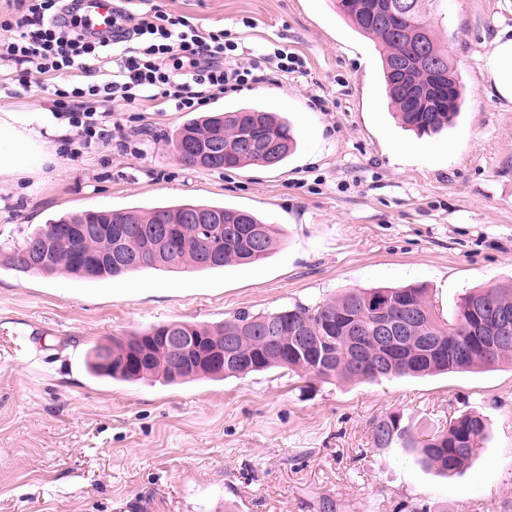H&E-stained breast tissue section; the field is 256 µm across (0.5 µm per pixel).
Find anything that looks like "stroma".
Wrapping results in <instances>:
<instances>
[{
    "label": "stroma",
    "mask_w": 512,
    "mask_h": 512,
    "mask_svg": "<svg viewBox=\"0 0 512 512\" xmlns=\"http://www.w3.org/2000/svg\"><path fill=\"white\" fill-rule=\"evenodd\" d=\"M223 31L239 49L285 47L301 71L212 99L277 112L299 145L284 164L203 170L168 140L186 113L152 101L110 120L141 131L79 154L48 146L40 171L0 176V512H512V365L470 373L324 382L271 369L165 384L99 380L94 345L151 326L215 324L241 312L312 305L349 288L423 285L444 317L473 288L512 281V104L483 78L512 0H436L430 22L457 65V125L417 136L399 124L375 42L330 0H113ZM25 64L0 59V109H54V90L7 94ZM199 201L276 225L261 262L222 272L147 269L85 283L9 270V244L66 213ZM26 336L29 357L16 350ZM486 416L460 474L412 449L371 443L374 420L402 415L417 439L461 412Z\"/></svg>",
    "instance_id": "1"
}]
</instances>
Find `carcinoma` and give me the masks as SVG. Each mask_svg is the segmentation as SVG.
Wrapping results in <instances>:
<instances>
[{"label":"carcinoma","mask_w":512,"mask_h":512,"mask_svg":"<svg viewBox=\"0 0 512 512\" xmlns=\"http://www.w3.org/2000/svg\"><path fill=\"white\" fill-rule=\"evenodd\" d=\"M409 12L402 28L378 15H371L364 0H331L336 13L358 32L381 47L383 78L388 98L402 124L420 134L438 133L451 126L462 105L461 77L448 53L438 45L429 22V6L436 0H405ZM429 57V66L418 61ZM254 138L263 146L244 151L239 142ZM224 141V156L213 162L205 154L210 142ZM181 162L202 169H241L250 165L274 167L297 146L288 121L272 112L256 108L213 112L183 122L170 138ZM191 212H204L224 218L226 224L242 226L235 241L216 239L219 224H188ZM168 224L176 228L178 240L160 247L152 237L153 228ZM125 225L140 228L138 238L124 242L109 229ZM262 245L254 248L253 237ZM278 247L275 226L266 224L247 210L219 205L182 203L162 205L146 211L87 210L51 220L13 245L6 257L11 269L20 273L52 276L65 274L75 279L95 281L119 278L145 268L157 271L198 272L245 266L266 259ZM219 253L206 259L203 253ZM387 308L391 319L399 321L415 310L419 320L391 361L374 367L378 352L373 336L354 337L345 322H367L368 306ZM480 306L482 323L475 324L468 311ZM512 310V283L479 288L464 295L449 319L437 312L427 289L415 287L355 288L343 295L313 306L297 304L273 312H243L216 325L170 322L153 326L112 345L91 351L90 369L98 377L122 381L161 378L166 382L243 377L272 368L313 375L325 382H374L393 376H424L461 373L512 363V336L497 349L489 350L481 337L492 331L495 312ZM280 324L279 338L268 337L266 324ZM303 326L307 339L297 338ZM193 341L191 364L181 372L171 369V357L163 348L162 337L169 329ZM233 341L235 354L224 357V366L209 358L210 347ZM485 416L465 411L448 426L434 430L429 439L417 442L410 428L395 414L376 419L372 443L389 448L396 443L413 448L420 461L443 474L463 469L487 438Z\"/></svg>","instance_id":"carcinoma-1"}]
</instances>
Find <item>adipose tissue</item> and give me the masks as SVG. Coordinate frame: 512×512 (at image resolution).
Listing matches in <instances>:
<instances>
[{
    "mask_svg": "<svg viewBox=\"0 0 512 512\" xmlns=\"http://www.w3.org/2000/svg\"><path fill=\"white\" fill-rule=\"evenodd\" d=\"M485 78L497 96L512 103V35H499L487 58ZM65 125L52 112L0 113V175L21 177L41 168L49 138L63 136Z\"/></svg>",
    "mask_w": 512,
    "mask_h": 512,
    "instance_id": "adipose-tissue-1",
    "label": "adipose tissue"
}]
</instances>
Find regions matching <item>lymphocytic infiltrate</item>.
Listing matches in <instances>:
<instances>
[{
  "instance_id": "f902f5d3",
  "label": "lymphocytic infiltrate",
  "mask_w": 512,
  "mask_h": 512,
  "mask_svg": "<svg viewBox=\"0 0 512 512\" xmlns=\"http://www.w3.org/2000/svg\"><path fill=\"white\" fill-rule=\"evenodd\" d=\"M17 15L15 37L0 41V56L34 64L52 80L87 61L111 59L104 82L60 91L57 107L76 130L75 148L89 149L133 134L110 128L93 102L156 101L176 111H195L215 95L298 71L302 62L287 49L261 52L238 62L223 32L203 33L182 17L161 11L139 14L116 6L112 31H88L86 23L60 0H9Z\"/></svg>"
}]
</instances>
